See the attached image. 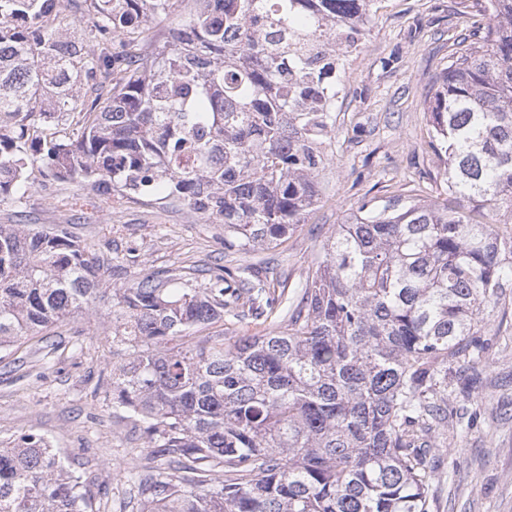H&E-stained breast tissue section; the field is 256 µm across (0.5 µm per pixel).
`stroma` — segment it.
I'll return each mask as SVG.
<instances>
[{
  "label": "stroma",
  "instance_id": "35a3bbf8",
  "mask_svg": "<svg viewBox=\"0 0 512 512\" xmlns=\"http://www.w3.org/2000/svg\"><path fill=\"white\" fill-rule=\"evenodd\" d=\"M360 51L349 61L336 104V150L322 174L324 200L286 242L249 254H224V227L187 206L143 197L111 208L106 197L72 210L80 182L32 189L0 200V224L66 229L106 267L104 285L126 288L149 272L195 263L265 262L303 282L321 246L361 202L380 204L416 192L444 196L445 162L429 146L427 114L434 76L448 61L449 32H464L476 0H378ZM489 348L471 394L453 400L472 414L466 432L442 448L429 512H512V316L492 312ZM34 433L71 464H89L94 512H123L125 475L144 446L112 405V329L105 313L79 314L0 352V447Z\"/></svg>",
  "mask_w": 512,
  "mask_h": 512
}]
</instances>
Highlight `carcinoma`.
Listing matches in <instances>:
<instances>
[{
    "label": "carcinoma",
    "mask_w": 512,
    "mask_h": 512,
    "mask_svg": "<svg viewBox=\"0 0 512 512\" xmlns=\"http://www.w3.org/2000/svg\"><path fill=\"white\" fill-rule=\"evenodd\" d=\"M191 2L132 66L125 39L174 0H0V199L70 181L114 207L177 198L228 253L305 222L374 0ZM471 27L427 108L444 201L361 204L299 291L257 264L111 290L66 230L0 224V350L112 299V405L147 449L135 512H428L449 396L512 288V0ZM226 315L265 330L198 335ZM88 486L39 435L0 448V512H93Z\"/></svg>",
    "instance_id": "carcinoma-1"
}]
</instances>
